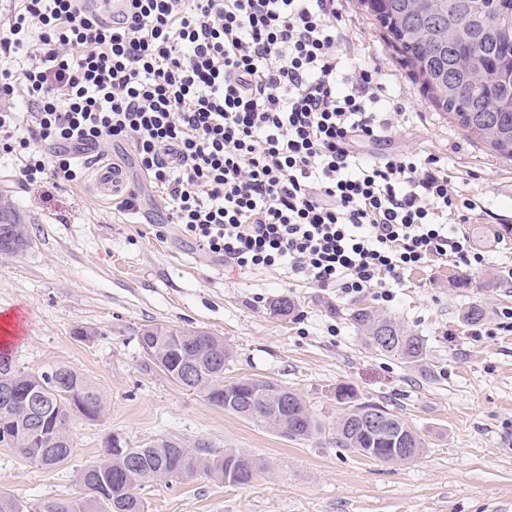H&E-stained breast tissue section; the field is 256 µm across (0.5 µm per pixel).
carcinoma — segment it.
Instances as JSON below:
<instances>
[{"instance_id": "carcinoma-1", "label": "carcinoma", "mask_w": 512, "mask_h": 512, "mask_svg": "<svg viewBox=\"0 0 512 512\" xmlns=\"http://www.w3.org/2000/svg\"><path fill=\"white\" fill-rule=\"evenodd\" d=\"M361 9L374 17L397 62L420 84L430 106L448 115L467 136L477 139L506 160H512V0H358ZM351 320L364 335L366 344L385 355H397L409 363L426 356L424 339L390 319L367 308L353 312ZM143 332L168 336L160 363L174 366L192 361L199 372L181 378V384L197 389L209 380L213 389L205 400L224 408V370L211 366L215 349L224 340L203 330L148 326ZM0 388L15 394V413L22 430L16 449L41 467L64 463L74 448L70 431L77 418L95 422L102 416L101 392L84 374L68 366H56L41 373H26L15 360L0 352ZM38 393L39 409L28 414L25 394ZM240 398L248 411L240 417L283 433L308 440L326 433V424L310 411L306 402L291 392L288 407L276 406L261 391L241 387ZM370 412L386 421L390 429L407 427L398 416L377 405H358L336 421V443L371 459L403 462L393 448H411L418 456L424 443L408 430L398 443L357 424V417ZM66 434L67 442L56 435ZM194 475L202 471L224 481V456L210 446L190 448L172 437H159L131 445L128 455L112 457V466L89 475L80 472L84 493L71 500H46L45 512H114L113 503L125 505V512H145L138 491L161 480L170 471Z\"/></svg>"}]
</instances>
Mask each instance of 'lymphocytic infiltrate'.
I'll list each match as a JSON object with an SVG mask.
<instances>
[{
  "label": "lymphocytic infiltrate",
  "instance_id": "1",
  "mask_svg": "<svg viewBox=\"0 0 512 512\" xmlns=\"http://www.w3.org/2000/svg\"><path fill=\"white\" fill-rule=\"evenodd\" d=\"M102 23L80 0H15L0 23V155L22 186L76 182L81 152L127 146L167 221L237 270L287 266L356 296L432 258L482 263L475 202L441 158L373 161L396 112L351 62L335 0H128Z\"/></svg>",
  "mask_w": 512,
  "mask_h": 512
}]
</instances>
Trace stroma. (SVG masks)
I'll return each mask as SVG.
<instances>
[{
	"instance_id": "obj_1",
	"label": "stroma",
	"mask_w": 512,
	"mask_h": 512,
	"mask_svg": "<svg viewBox=\"0 0 512 512\" xmlns=\"http://www.w3.org/2000/svg\"><path fill=\"white\" fill-rule=\"evenodd\" d=\"M336 10L351 57L379 71L404 114L389 141L362 145V153L443 157L453 189L479 205L458 230L484 267L433 259L393 285L390 302L318 288L283 266L231 272L176 230L157 235L154 206L118 213L89 177L24 187L13 158L2 157L0 200L23 214L28 237L22 250L0 252V317L18 316L22 328L9 352L29 373L66 365L84 374L102 393L104 413L73 423L74 450L59 466H34L0 445V496L80 497V470L118 432L135 444L204 441L264 466L244 486L202 473L154 483L141 492L146 512H512V332L496 326L512 309V161L433 110L357 0H336ZM284 297L296 306L287 318L270 310ZM473 304L485 310L475 327L462 320ZM361 307L422 337L423 365L372 350L350 320ZM154 324L222 338L225 382L280 384L326 425L356 405L383 406L421 436L424 451L383 462L331 434L292 440L214 407L150 366L138 337ZM342 387L350 399L338 400Z\"/></svg>"
}]
</instances>
